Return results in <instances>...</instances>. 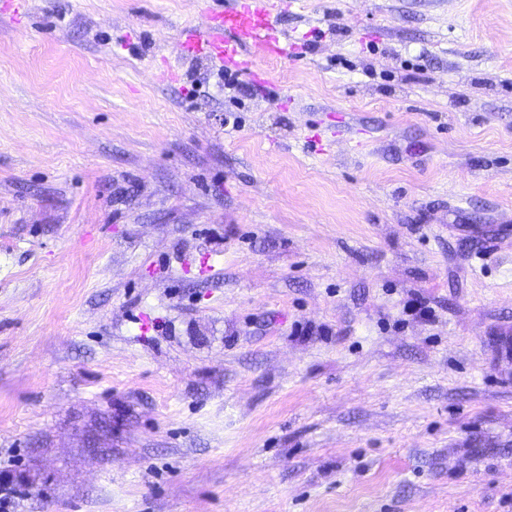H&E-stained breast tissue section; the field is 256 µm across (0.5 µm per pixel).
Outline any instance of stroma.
Returning a JSON list of instances; mask_svg holds the SVG:
<instances>
[{
  "label": "stroma",
  "mask_w": 512,
  "mask_h": 512,
  "mask_svg": "<svg viewBox=\"0 0 512 512\" xmlns=\"http://www.w3.org/2000/svg\"><path fill=\"white\" fill-rule=\"evenodd\" d=\"M0 0L9 512H512V0ZM236 1L248 3L211 15L206 27L184 45V54L205 53L222 64H239L237 58L249 52L250 59L241 62L245 67L258 55L288 57V34L277 33L272 14L259 6L260 0Z\"/></svg>",
  "instance_id": "1"
}]
</instances>
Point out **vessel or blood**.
Returning a JSON list of instances; mask_svg holds the SVG:
<instances>
[{"instance_id": "1", "label": "vessel or blood", "mask_w": 512, "mask_h": 512, "mask_svg": "<svg viewBox=\"0 0 512 512\" xmlns=\"http://www.w3.org/2000/svg\"><path fill=\"white\" fill-rule=\"evenodd\" d=\"M185 52L204 53L223 64L246 53L284 58L288 36L278 32L270 11L257 0H238L232 8L211 15L206 27L186 43Z\"/></svg>"}]
</instances>
